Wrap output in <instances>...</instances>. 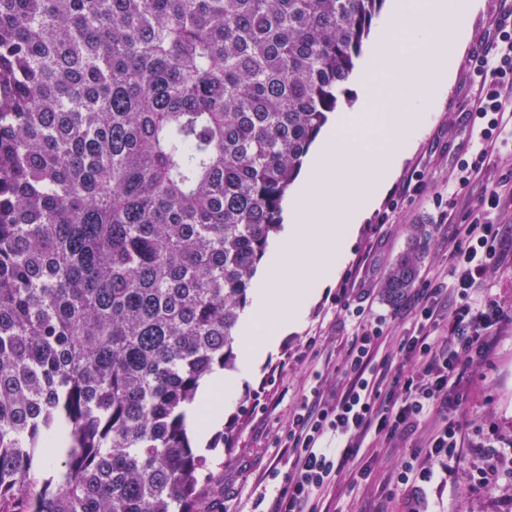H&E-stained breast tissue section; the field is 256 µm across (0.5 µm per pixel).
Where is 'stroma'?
<instances>
[{
    "label": "stroma",
    "mask_w": 512,
    "mask_h": 512,
    "mask_svg": "<svg viewBox=\"0 0 512 512\" xmlns=\"http://www.w3.org/2000/svg\"><path fill=\"white\" fill-rule=\"evenodd\" d=\"M470 25L469 53L475 52L491 21L512 0H478ZM468 55L461 58L444 100L435 108L411 154L403 162L388 194L361 224L348 258L335 283L310 306L302 329L285 337L253 368L238 389L220 424L227 441L216 449L208 471L210 489L203 512H265L259 498H273L286 484L288 450L282 440L301 398L315 386L335 387L345 380L343 358L357 325L348 317L344 301L365 308L367 314L401 334L412 324L409 301L391 305L383 300L381 282L409 242L412 225L423 224L428 237L419 280H445L448 271V227L444 215L463 223L466 211L448 192V177L456 160L469 156L471 143L464 111L475 100L468 73ZM462 392L470 425L461 459L452 470H440L426 490V512H503L512 501V474H502L488 490L468 491L470 475L479 460L476 447L499 438L512 439V324L497 335L489 360L464 377ZM364 459L372 475L353 490L349 474H341L327 503L330 512H406L405 492L388 500L380 495L391 483L401 448L366 439ZM277 476H270V469Z\"/></svg>",
    "instance_id": "obj_1"
}]
</instances>
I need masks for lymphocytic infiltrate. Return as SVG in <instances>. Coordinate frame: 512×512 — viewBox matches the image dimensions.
<instances>
[{"instance_id":"f902f5d3","label":"lymphocytic infiltrate","mask_w":512,"mask_h":512,"mask_svg":"<svg viewBox=\"0 0 512 512\" xmlns=\"http://www.w3.org/2000/svg\"><path fill=\"white\" fill-rule=\"evenodd\" d=\"M469 72L478 81L479 104L466 118L479 148L456 164L457 195L489 168L493 155L512 152L511 23L492 24ZM511 203L512 176L498 179L478 198L469 223L455 225L447 284L427 280L416 289L413 327L390 352L380 351L385 321L368 318L362 307L350 309L359 331L344 357L347 382L331 393L312 388L295 410L285 436L294 459L269 512H324L323 495L342 471H349L351 485L369 480V466L355 463L366 438L391 445L409 436L415 442L394 469L393 487L408 491L407 512H421L435 465L459 458L464 446L469 420L459 391L463 374L488 359L497 333L512 322L497 300L473 299L475 287L492 271L512 268L507 242L512 234L494 219ZM431 416L436 427L417 436L420 423ZM511 464V442L488 444L471 490L488 488Z\"/></svg>"}]
</instances>
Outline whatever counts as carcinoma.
I'll return each mask as SVG.
<instances>
[{
    "mask_svg": "<svg viewBox=\"0 0 512 512\" xmlns=\"http://www.w3.org/2000/svg\"><path fill=\"white\" fill-rule=\"evenodd\" d=\"M383 2L0 0V512H198L200 381Z\"/></svg>",
    "mask_w": 512,
    "mask_h": 512,
    "instance_id": "1",
    "label": "carcinoma"
}]
</instances>
